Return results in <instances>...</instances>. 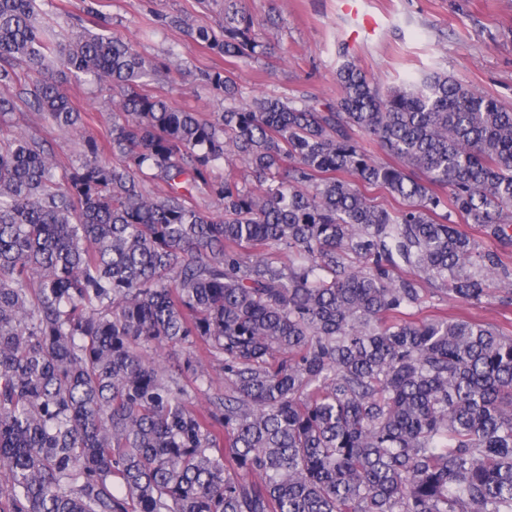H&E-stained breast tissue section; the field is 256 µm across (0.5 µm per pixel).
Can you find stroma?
I'll return each instance as SVG.
<instances>
[{
	"label": "stroma",
	"instance_id": "stroma-1",
	"mask_svg": "<svg viewBox=\"0 0 512 512\" xmlns=\"http://www.w3.org/2000/svg\"><path fill=\"white\" fill-rule=\"evenodd\" d=\"M242 4L263 21L258 34L272 54L265 62L236 68L193 35L194 28L217 26L224 0H36V11L57 38L85 28L120 37L146 59L168 63L170 73L156 76L152 88L206 118L224 109L223 93L203 80L213 69L234 68L247 100L269 95L335 101L342 48L380 91L411 76L440 72L512 108V0H359L354 14L344 0ZM63 86L72 106L87 115L83 132L42 123L23 97L14 112L0 117L1 126L47 141L62 172L80 162L85 136L104 138L112 125L108 86L70 76ZM427 304L429 314L495 324L512 335V305L503 303L497 282H487L474 304L443 294Z\"/></svg>",
	"mask_w": 512,
	"mask_h": 512
}]
</instances>
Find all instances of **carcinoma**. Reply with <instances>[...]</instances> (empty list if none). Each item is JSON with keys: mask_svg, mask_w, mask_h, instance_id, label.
<instances>
[{"mask_svg": "<svg viewBox=\"0 0 512 512\" xmlns=\"http://www.w3.org/2000/svg\"><path fill=\"white\" fill-rule=\"evenodd\" d=\"M196 39L271 54L236 0ZM340 57L328 103L209 72L205 119L146 90L162 66L130 43L0 0V87L72 131L52 65L119 97L60 178L0 128V512H512V336L420 316L415 285L469 304L494 275L512 303L500 251L449 220L512 244V111L439 73L382 94Z\"/></svg>", "mask_w": 512, "mask_h": 512, "instance_id": "obj_1", "label": "carcinoma"}]
</instances>
